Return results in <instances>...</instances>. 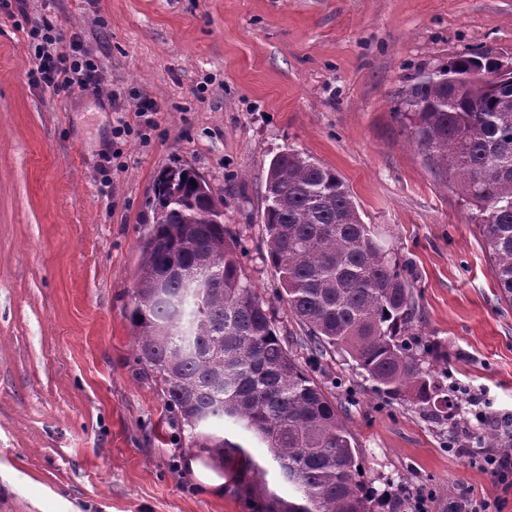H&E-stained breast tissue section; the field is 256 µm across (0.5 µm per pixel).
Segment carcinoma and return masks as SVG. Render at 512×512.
Instances as JSON below:
<instances>
[{
  "mask_svg": "<svg viewBox=\"0 0 512 512\" xmlns=\"http://www.w3.org/2000/svg\"><path fill=\"white\" fill-rule=\"evenodd\" d=\"M398 111L425 160L456 177L512 303V69L482 51L458 55L420 75ZM263 197L267 262L311 360L344 353L375 391L433 420L454 417L448 385L423 366L438 344L409 336L413 285L336 170L285 149L270 160ZM151 209L129 319L137 362L177 421L196 431L228 419L256 438L294 492L275 512H374L343 410L283 342L242 271L224 198L175 166L155 179ZM200 277L215 286L194 297L189 283ZM190 439L210 456L244 452L218 436Z\"/></svg>",
  "mask_w": 512,
  "mask_h": 512,
  "instance_id": "cac0c4a2",
  "label": "carcinoma"
}]
</instances>
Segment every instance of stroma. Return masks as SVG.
Returning <instances> with one entry per match:
<instances>
[{"mask_svg":"<svg viewBox=\"0 0 512 512\" xmlns=\"http://www.w3.org/2000/svg\"><path fill=\"white\" fill-rule=\"evenodd\" d=\"M92 48L101 95L32 84L33 53L0 8V512H264L291 490L228 421L208 433L267 474L234 475L191 447L135 359L129 320L157 174L188 165L224 198V227L279 334L304 331L266 260L270 159L308 154L342 177L414 284L413 331L441 345L459 424L372 389L343 354L300 353L335 396L361 478L391 512H512L484 467L512 448V305L455 180L397 111L416 77L473 49L512 56V0H32ZM160 109L143 136L112 92ZM122 167L101 168L107 151ZM494 417L491 427L476 412ZM456 432L459 449L448 446ZM197 462L224 479L205 493ZM430 494L420 497L422 487ZM423 505H416V498Z\"/></svg>","mask_w":512,"mask_h":512,"instance_id":"1","label":"stroma"}]
</instances>
